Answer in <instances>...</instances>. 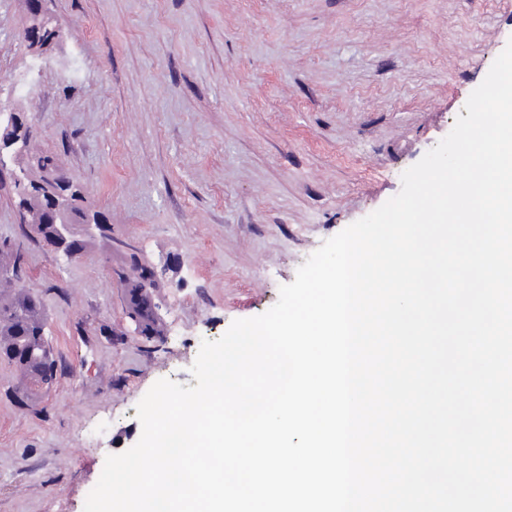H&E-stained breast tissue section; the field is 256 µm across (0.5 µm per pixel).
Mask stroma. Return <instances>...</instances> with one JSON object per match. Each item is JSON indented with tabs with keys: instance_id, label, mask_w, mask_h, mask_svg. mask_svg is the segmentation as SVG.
Masks as SVG:
<instances>
[{
	"instance_id": "1",
	"label": "stroma",
	"mask_w": 512,
	"mask_h": 512,
	"mask_svg": "<svg viewBox=\"0 0 512 512\" xmlns=\"http://www.w3.org/2000/svg\"><path fill=\"white\" fill-rule=\"evenodd\" d=\"M61 43L0 0V104L23 109L110 230L64 260L23 237L56 381L26 399L0 358V512H83L136 406L194 385L202 341L269 310L322 243L399 193L512 41V0H46ZM153 266L137 336L118 270ZM27 4L31 6V10L27 9L26 21L22 27V35L30 53L35 56H43L57 45L60 39V29L55 24L51 38L44 40L40 34L39 19L42 15H47L48 13L45 7L46 2L29 0Z\"/></svg>"
}]
</instances>
